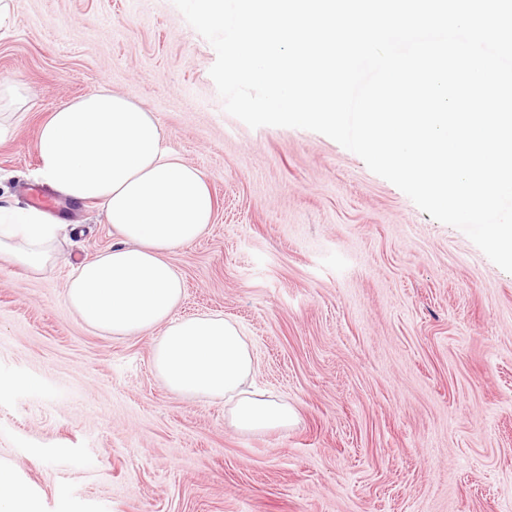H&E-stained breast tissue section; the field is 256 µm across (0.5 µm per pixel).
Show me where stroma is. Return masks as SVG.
I'll return each mask as SVG.
<instances>
[{"mask_svg":"<svg viewBox=\"0 0 512 512\" xmlns=\"http://www.w3.org/2000/svg\"><path fill=\"white\" fill-rule=\"evenodd\" d=\"M0 204L38 189L79 225L39 278L0 260V466L37 512H512V273L329 137L229 115L211 44L173 0H9ZM107 89L203 172L208 233L172 257L176 317L249 336L253 385L293 408L242 432L171 393L154 334L89 330L65 301L112 244L99 203L43 185L50 112Z\"/></svg>","mask_w":512,"mask_h":512,"instance_id":"obj_1","label":"stroma"}]
</instances>
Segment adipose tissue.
Listing matches in <instances>:
<instances>
[{"mask_svg": "<svg viewBox=\"0 0 512 512\" xmlns=\"http://www.w3.org/2000/svg\"><path fill=\"white\" fill-rule=\"evenodd\" d=\"M37 148L44 183L100 202L117 237L69 279L65 299L83 323L118 337L160 329L152 366L169 391L224 399L243 432L287 428L288 404L251 387L255 357L237 323L173 316L184 281L171 256L205 233L214 203L204 175L163 148L152 115L104 89L51 112ZM60 231L42 210L0 206V260L42 274Z\"/></svg>", "mask_w": 512, "mask_h": 512, "instance_id": "obj_1", "label": "adipose tissue"}]
</instances>
